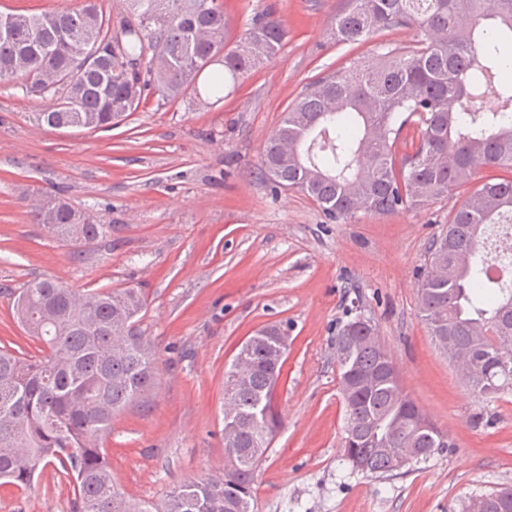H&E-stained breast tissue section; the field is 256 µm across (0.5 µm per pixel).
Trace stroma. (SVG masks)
Here are the masks:
<instances>
[{
    "label": "stroma",
    "instance_id": "1",
    "mask_svg": "<svg viewBox=\"0 0 512 512\" xmlns=\"http://www.w3.org/2000/svg\"><path fill=\"white\" fill-rule=\"evenodd\" d=\"M269 6L288 31L280 54L220 103L152 95L112 130H57L35 124L41 104L19 83L0 84V346L38 348L12 318L28 281L146 290L156 385L113 419L104 446L121 491L154 502L223 470L226 364L255 330L287 324L274 397L282 426L256 470V512H459L512 487V393L486 400L462 381L420 319L417 281L430 239L490 172L428 205L340 223L305 194L273 189L258 167L288 104L320 77L406 50L416 31L351 47L330 34L343 0H224L231 35ZM50 195L94 207L111 233L73 251L30 219ZM356 301L405 392L451 442L383 475L344 456L336 336ZM0 512H73V492L50 465L29 488L0 485Z\"/></svg>",
    "mask_w": 512,
    "mask_h": 512
}]
</instances>
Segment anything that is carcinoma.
I'll use <instances>...</instances> for the list:
<instances>
[{
  "label": "carcinoma",
  "mask_w": 512,
  "mask_h": 512,
  "mask_svg": "<svg viewBox=\"0 0 512 512\" xmlns=\"http://www.w3.org/2000/svg\"><path fill=\"white\" fill-rule=\"evenodd\" d=\"M112 21L99 0L41 14H17L0 30V83L22 81L26 95L47 101L35 119L53 129L83 123L110 129L137 111L155 88L174 101L197 91L211 65L208 90L234 91L244 74L273 61L288 36L265 11L251 17L239 51L220 55L229 40L221 0H123ZM512 40V0H344L331 20L338 44L355 46L397 27L420 38L404 54L317 79L288 105L262 153L260 175L310 197L332 221L357 212L388 215L423 206L466 185L481 166L512 173V93L496 83L498 46L485 44L486 21ZM497 102L476 104L477 87ZM418 143L396 159L407 124ZM33 221L79 249L112 232L90 210L60 200L35 204ZM512 225V176L495 177L454 213L429 243L428 260L451 267L448 277L422 271L417 296L435 345L451 337L470 357L467 383L493 397L512 391V279L487 277L488 232ZM148 298L137 288L76 290L51 278L20 289L15 315L41 345L29 355L0 347V481L29 487L58 462L73 485V512H238L255 502V471L281 419L272 405L267 345L256 342L253 367L224 373V400L241 420L237 463L218 480L173 488L157 503L136 505L118 489L103 440L112 419L149 398L157 347L138 326ZM136 315L133 334L115 324ZM347 424L348 461L363 473L394 471L393 453L412 448L416 461L448 447L437 424L405 394L391 355L373 325L336 336ZM487 512H512V489L486 494Z\"/></svg>",
  "instance_id": "cac0c4a2"
}]
</instances>
